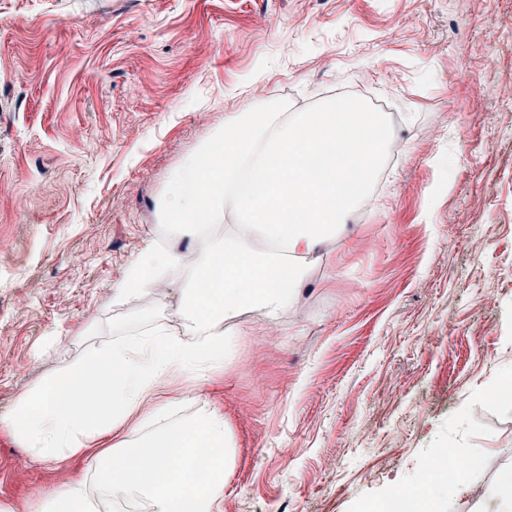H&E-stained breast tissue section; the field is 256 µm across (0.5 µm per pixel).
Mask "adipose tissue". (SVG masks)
Masks as SVG:
<instances>
[{
	"instance_id": "ef3b65f1",
	"label": "adipose tissue",
	"mask_w": 512,
	"mask_h": 512,
	"mask_svg": "<svg viewBox=\"0 0 512 512\" xmlns=\"http://www.w3.org/2000/svg\"><path fill=\"white\" fill-rule=\"evenodd\" d=\"M389 136L379 114L336 99L316 112H232L174 175L159 207L161 223L203 237L193 279L179 312L182 332L162 327L61 360L55 372L23 393L4 425L40 462L58 464L87 452L104 436L89 479L48 495L38 512H97L96 500L121 496L149 512H224L231 464L223 413L202 403L175 420V403L157 397L165 378L223 363L224 322L252 306L287 311L308 277L313 256L336 236L375 178ZM223 153L221 167L207 166ZM233 207L237 222L225 224ZM181 257L152 243L113 290L128 302L155 280L170 279ZM181 473L169 469L172 456ZM205 456L210 478L196 487L192 471Z\"/></svg>"
}]
</instances>
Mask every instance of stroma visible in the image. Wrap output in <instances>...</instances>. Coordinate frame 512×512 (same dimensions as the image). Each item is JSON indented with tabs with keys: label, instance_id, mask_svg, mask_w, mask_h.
<instances>
[{
	"label": "stroma",
	"instance_id": "obj_1",
	"mask_svg": "<svg viewBox=\"0 0 512 512\" xmlns=\"http://www.w3.org/2000/svg\"><path fill=\"white\" fill-rule=\"evenodd\" d=\"M512 0H0V418L62 355L164 325V297L113 290L155 238L172 174L230 112H313L342 90L403 150L287 312L241 310L233 352L180 401L219 409L224 512H360L421 487L435 448L467 457L455 512L512 466ZM264 84V99L252 98ZM85 453L36 461L0 428V507L35 512Z\"/></svg>",
	"mask_w": 512,
	"mask_h": 512
}]
</instances>
